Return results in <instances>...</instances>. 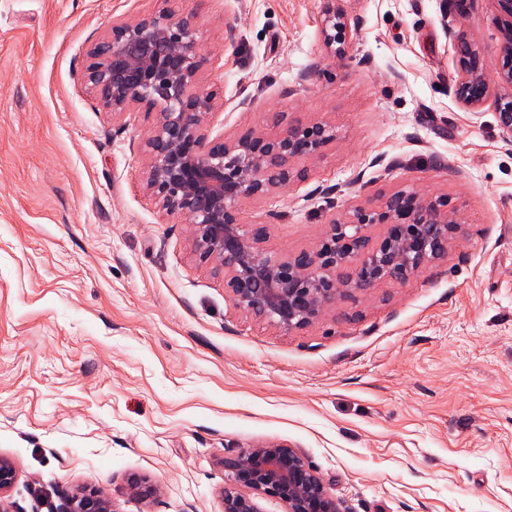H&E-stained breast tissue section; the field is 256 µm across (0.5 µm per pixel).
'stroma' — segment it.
<instances>
[{
  "mask_svg": "<svg viewBox=\"0 0 512 512\" xmlns=\"http://www.w3.org/2000/svg\"><path fill=\"white\" fill-rule=\"evenodd\" d=\"M224 94L206 132L326 122L303 179L243 207L274 255L401 189L447 196L461 232L289 333L236 309L144 194V113L113 122L82 80L113 17L152 0H0V457L13 512L97 489L115 512H224V458L298 449L343 512H512V142L497 102L454 95V0H181ZM496 0L453 26L500 57ZM139 478L160 488L142 500ZM324 20L321 34L326 45L336 54V44H344L347 38V25L342 13L336 11L335 0H325Z\"/></svg>",
  "mask_w": 512,
  "mask_h": 512,
  "instance_id": "obj_1",
  "label": "stroma"
}]
</instances>
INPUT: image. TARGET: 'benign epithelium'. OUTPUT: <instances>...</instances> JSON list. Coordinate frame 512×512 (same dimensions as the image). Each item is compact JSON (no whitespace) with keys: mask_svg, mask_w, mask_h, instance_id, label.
Segmentation results:
<instances>
[{"mask_svg":"<svg viewBox=\"0 0 512 512\" xmlns=\"http://www.w3.org/2000/svg\"><path fill=\"white\" fill-rule=\"evenodd\" d=\"M137 18L117 17L89 50L87 90L112 119L143 112L149 126L139 142L146 158L143 189L167 224L190 227L200 262L224 274L234 306L258 322L289 333L323 318L340 303L384 281L407 282L448 254L458 224L448 199L399 190L376 207H358L345 220H332L327 241L315 253L273 257L261 247L266 225L242 220L243 205L267 197L303 177L292 162L315 158L335 137L316 122L303 126L277 112L268 132L246 129L231 139L210 138L208 120L224 106L204 83L208 63L194 12L176 11L170 0ZM321 34L331 50L347 38L336 0H325ZM501 21L496 87L502 136L512 140V0H496ZM455 95L470 109L490 93L479 64L460 60ZM385 231L372 240L366 230ZM12 464L0 458V512H13L7 492L15 482ZM278 498L286 512H342L323 479L303 454L289 446L255 444L224 459V512H259L256 496ZM64 512H111L99 490L71 495Z\"/></svg>","mask_w":512,"mask_h":512,"instance_id":"obj_1","label":"benign epithelium"}]
</instances>
